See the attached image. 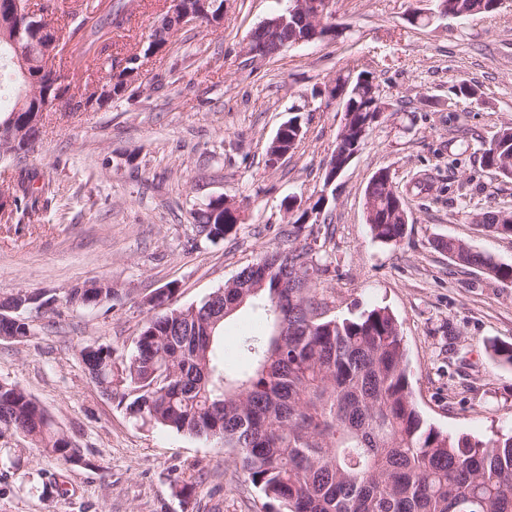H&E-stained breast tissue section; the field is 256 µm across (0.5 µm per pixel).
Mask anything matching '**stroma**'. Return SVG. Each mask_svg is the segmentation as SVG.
Listing matches in <instances>:
<instances>
[{
    "mask_svg": "<svg viewBox=\"0 0 512 512\" xmlns=\"http://www.w3.org/2000/svg\"><path fill=\"white\" fill-rule=\"evenodd\" d=\"M169 0H139L136 22L113 34L115 58L141 51ZM286 0H226L224 25L179 32L172 51L148 59L144 91L87 112L43 120L34 147L0 156V193L20 172L51 180L55 199L34 218L0 222V300L48 292L52 309H28L22 341L0 339V381L19 384L81 450L61 464L29 437L0 429V512H260L229 449L136 423L90 380L80 350L89 341L128 350L167 285L177 306L198 304L269 251L304 245L286 234L288 197L327 195L331 266L318 288L328 316L380 305L397 318L416 403L443 432L488 438L512 433V365L493 344H512V287L435 249L440 237L512 265V237L475 223L512 211V178L481 163L486 142L512 125V0L495 13L423 29L407 14L428 0H333L342 35L249 61L250 32ZM370 72L389 106L332 186L323 172L344 114L325 91L346 69ZM479 89L464 104L455 85ZM304 137L276 167L266 148L291 108ZM137 155L136 166L123 156ZM388 169L409 213L398 245L374 240L364 189ZM422 190H413L415 180ZM235 198L243 219L212 240L191 211ZM111 281L118 296L95 308L69 306L71 288Z\"/></svg>",
    "mask_w": 512,
    "mask_h": 512,
    "instance_id": "stroma-1",
    "label": "stroma"
}]
</instances>
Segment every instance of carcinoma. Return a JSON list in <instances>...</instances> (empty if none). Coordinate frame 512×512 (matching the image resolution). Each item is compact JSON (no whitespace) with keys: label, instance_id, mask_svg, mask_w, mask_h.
Returning <instances> with one entry per match:
<instances>
[{"label":"carcinoma","instance_id":"carcinoma-1","mask_svg":"<svg viewBox=\"0 0 512 512\" xmlns=\"http://www.w3.org/2000/svg\"><path fill=\"white\" fill-rule=\"evenodd\" d=\"M495 0H436L432 19L453 14L463 19L497 10ZM0 0V62L15 67L21 84L28 76L41 91L56 97L57 81L76 96V82L53 67L43 66L40 42L32 25L59 34L73 44L71 64L80 69L93 55L100 66L96 78L84 82L86 103L99 101L100 84L112 85V97L133 99L124 74L140 54L124 58L117 68L112 57L102 58L99 32L121 29L127 22L126 0H113L94 26L82 17L63 30L48 14L50 5L17 28L8 19L16 4ZM336 22L315 32L309 27L267 30L256 27L251 40L297 43L332 40ZM360 71L336 79L349 87L343 104L353 113L352 125L372 128L371 109L380 93L360 78ZM34 104L17 95L0 124L27 129L36 142L42 122L29 125ZM303 137L301 117L288 118L271 140L266 166L274 156L291 153ZM512 160V126L500 129L486 144L482 163L498 170ZM37 174L21 177L9 195L15 210L30 214L54 198L46 182L36 187ZM366 210L373 239L397 244L405 233L402 196L390 172L380 169L365 187ZM194 223L212 240L222 239L239 223L219 195L191 212ZM512 212L488 211L483 227L495 235L512 237ZM317 239L288 252L263 255L261 275L243 268L224 287L213 291L214 301L203 299L188 307L172 305L177 289H159L160 310L149 316L127 354L115 355L112 346H83L81 359L90 379L108 398H115L143 425L164 427L231 449L234 462L267 504L281 512H512V434L480 439L468 434L444 433L426 423L413 396L406 348L396 317L377 306L354 318L316 317L325 306L316 282L329 271L317 257ZM464 267L484 270L491 278L512 282V265L501 264L458 239L440 240ZM113 288L78 286L66 303L94 308L114 299ZM55 298L43 293L19 294L0 301L5 319L0 333L25 336L28 324L15 321L14 307L50 308ZM250 310L261 321L259 331L239 338L240 364L225 362L224 321ZM0 426L25 430L31 440L64 465L82 459L81 451L54 423L40 402L16 383L0 387Z\"/></svg>","mask_w":512,"mask_h":512}]
</instances>
